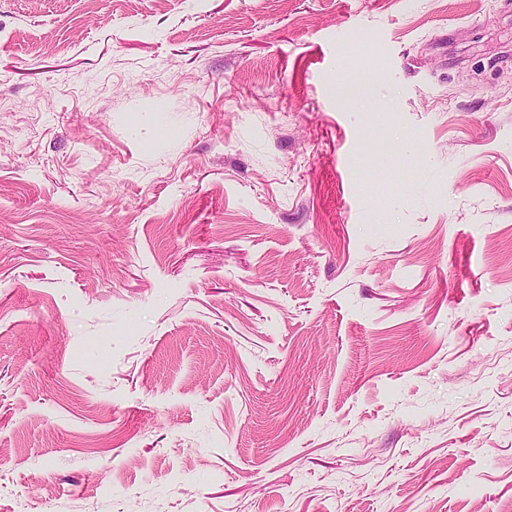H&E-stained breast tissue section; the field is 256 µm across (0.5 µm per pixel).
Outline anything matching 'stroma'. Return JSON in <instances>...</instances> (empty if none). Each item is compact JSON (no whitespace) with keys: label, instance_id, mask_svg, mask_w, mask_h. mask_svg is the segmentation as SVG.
<instances>
[{"label":"stroma","instance_id":"1","mask_svg":"<svg viewBox=\"0 0 512 512\" xmlns=\"http://www.w3.org/2000/svg\"><path fill=\"white\" fill-rule=\"evenodd\" d=\"M0 512H512V0H0Z\"/></svg>","mask_w":512,"mask_h":512}]
</instances>
